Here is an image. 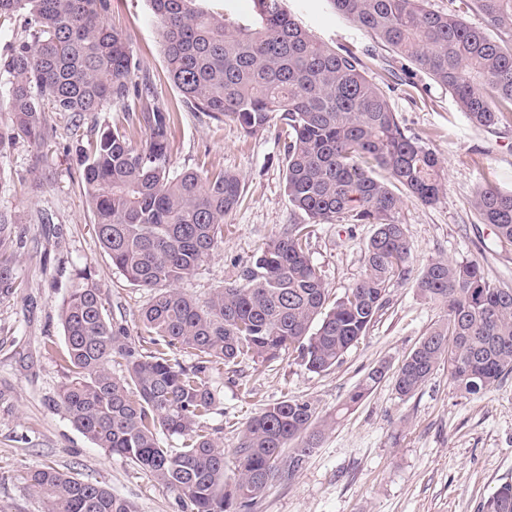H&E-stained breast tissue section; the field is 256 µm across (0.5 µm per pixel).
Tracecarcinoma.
<instances>
[{"label":"carcinoma","mask_w":512,"mask_h":512,"mask_svg":"<svg viewBox=\"0 0 512 512\" xmlns=\"http://www.w3.org/2000/svg\"><path fill=\"white\" fill-rule=\"evenodd\" d=\"M111 0H0V22L24 18V34L0 57L9 75V132L0 156L18 138L34 145L51 136L45 111L79 121L108 102L151 92L132 84L136 61L129 38L111 27ZM197 0H150L166 69L183 102L234 121L247 135L279 123L288 139L285 187L308 218L287 224L245 263L241 282L217 289L203 304L177 288L224 241V217L243 200L232 172L170 174L172 113H139L140 144L107 128L76 146L82 181L101 247L137 288L150 293L141 331L106 314V292L87 267L60 306L66 379L54 405L93 445L123 458L177 493L190 512H251L281 472L279 457L297 442L288 467L318 446L330 422L309 401L287 399L261 409L233 452L235 481L224 485V448L205 421L219 397L210 374L240 359L271 363L284 355L313 373L332 369L366 336L388 303L390 283L409 272L411 243L396 214L402 195L373 176L390 174L409 198L439 199L444 183L437 155L405 135L382 91L351 50L316 40L284 13L279 0H255L259 24L232 29ZM334 9L393 54L448 88L474 125L512 117V0H460L444 14L427 0H329ZM470 10L496 30L466 23ZM481 224L512 244V192L478 188ZM348 218L373 224L365 272L335 297L308 254L310 225ZM16 234L0 212V249ZM13 268L0 262V298L15 293ZM420 294L446 319L432 328L394 371L395 392L415 393L440 367L467 394L490 390L512 373V289L491 285L478 262L437 259L417 279ZM194 357L186 364L176 357ZM124 374L112 373V364ZM381 364L348 395L358 406L384 379ZM180 440L164 448L158 434ZM26 480L44 512H134L107 487L37 469ZM478 512H512V484L479 502Z\"/></svg>","instance_id":"1"}]
</instances>
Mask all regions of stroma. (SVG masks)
Returning a JSON list of instances; mask_svg holds the SVG:
<instances>
[{"label": "stroma", "instance_id": "1", "mask_svg": "<svg viewBox=\"0 0 512 512\" xmlns=\"http://www.w3.org/2000/svg\"><path fill=\"white\" fill-rule=\"evenodd\" d=\"M282 6L320 42L357 52L405 134L437 154L444 190L429 206L404 201L398 219L412 243L409 273L390 283L386 308L335 368L316 374L288 358L242 361L213 374L220 403L207 425L229 456L247 420L268 405L308 400L320 414L335 416L318 448L282 473L253 512H477L483 498L512 483V374L469 395L442 367L410 396L399 397L387 378L353 410L341 406L369 371L383 363L397 368L444 320L443 309L416 288L430 261H475L492 284L512 288V245L500 243L472 207L478 186L512 191V121L474 126L447 88L377 47L329 0H282ZM108 21L129 37L137 74L149 77L152 95L107 103L77 126L48 113L56 133L46 146L20 140L0 157V211L17 222L19 282L13 297L0 300V512H43L41 497L21 475L46 467L106 486L134 512H184L176 493L125 459L105 455L52 406L64 379L56 357L65 346L59 306L76 269H91L107 293L109 317L131 331H139L149 299L126 282L99 243L85 203L78 141L118 126L140 142L145 131L128 115L157 106L175 117L171 173L239 176L244 201L225 216L223 243L181 284L198 301L234 282L242 264L284 225L307 222L285 190L287 143L278 127L248 135L232 122L190 110L168 77L148 0H111ZM374 230L347 220L311 226L309 256L332 294L363 276Z\"/></svg>", "mask_w": 512, "mask_h": 512}]
</instances>
